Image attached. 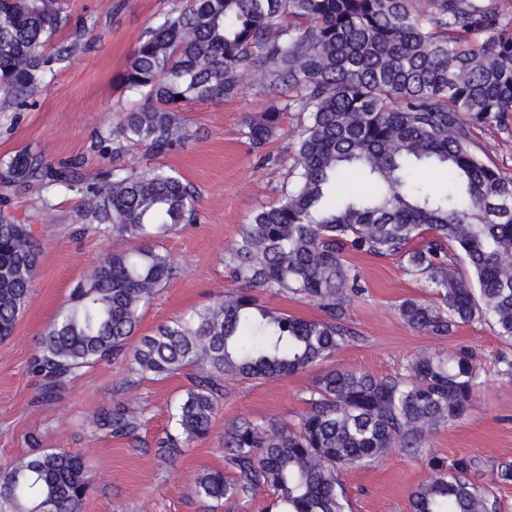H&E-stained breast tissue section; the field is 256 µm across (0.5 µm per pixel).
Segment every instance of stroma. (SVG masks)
<instances>
[{
	"label": "stroma",
	"instance_id": "stroma-1",
	"mask_svg": "<svg viewBox=\"0 0 512 512\" xmlns=\"http://www.w3.org/2000/svg\"><path fill=\"white\" fill-rule=\"evenodd\" d=\"M66 25L44 52L75 45L72 58L55 65L26 105L0 112V163L21 151L43 154L52 167L76 174L72 188L0 184V209L26 224L40 245V259L26 310L13 336L0 341V471L32 448H64L85 458L94 482L82 512H211L194 493L203 472L226 471L224 439L243 418L292 422L304 391L324 373L347 367L375 376L401 372L418 354L445 355L467 347L476 352L483 384L466 416L439 427L418 455L391 448L375 463L346 468L339 479L352 512H408L409 494L428 477L427 461L476 460L473 479L486 486L499 512H512V482L496 478L512 463V376L500 373L498 357L512 358V342L500 339L485 321H473L435 336L409 328L396 307L408 298H427L420 281L400 258L351 256L361 274V291L351 301L346 324L356 334L332 358L304 373L279 378L224 380V396L206 437L166 459L160 443L172 428L171 413L189 386L185 373L140 379L126 362L86 369L51 397L30 363L49 323L72 289L106 252L137 247L132 237L104 233L78 218L85 187L104 172L137 173L156 163L174 169L198 193L200 219L181 224L153 246L172 260L175 276L139 311L136 336L231 292L224 251L256 211L274 205L289 183L299 121L289 120L263 151L246 135L250 118L264 112L270 97L251 77L240 94L219 103H200L184 112L190 136L163 158L141 144L117 142L112 131L135 99L117 81L146 29L179 9L182 0H59ZM129 401L140 416L135 438H115L92 427L94 414Z\"/></svg>",
	"mask_w": 512,
	"mask_h": 512
}]
</instances>
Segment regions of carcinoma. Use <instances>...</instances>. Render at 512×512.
<instances>
[{"mask_svg":"<svg viewBox=\"0 0 512 512\" xmlns=\"http://www.w3.org/2000/svg\"><path fill=\"white\" fill-rule=\"evenodd\" d=\"M65 23L48 0H0V112L20 106L69 59L43 53ZM274 95L248 123L261 150L302 118L293 182L257 211L224 252L237 284L212 305L131 339L141 306L176 273L148 243L108 252L44 330L31 369L50 397L82 370L125 358L140 376L192 367L162 442L171 454L204 437L227 376L303 373L350 341L344 320L357 276L353 253L398 256L432 299L397 313L413 330L446 336L475 319L512 341V176L485 159L472 129L512 127V0H188L140 38L118 80L144 103L114 132L166 154L189 137L190 105L236 96L242 74ZM433 168L447 184L422 181ZM65 168L22 151L0 164V183L72 187ZM81 220L144 239L197 219L195 189L163 166L87 186ZM455 243L471 278L448 259ZM40 249L26 225L0 212V341L13 335ZM259 291L297 296L320 310L303 319L267 309ZM482 385L474 356L418 355L377 378L337 368L313 382L294 422L243 418L228 432L229 478L207 471L197 496L219 508L257 488L267 512H351L341 469L369 465L396 446L419 452L439 427L462 419ZM95 428L135 438L125 401ZM410 512H497L470 479L472 459L429 461ZM93 484L86 460L45 449L0 471V512H82Z\"/></svg>","mask_w":512,"mask_h":512,"instance_id":"carcinoma-1","label":"carcinoma"}]
</instances>
